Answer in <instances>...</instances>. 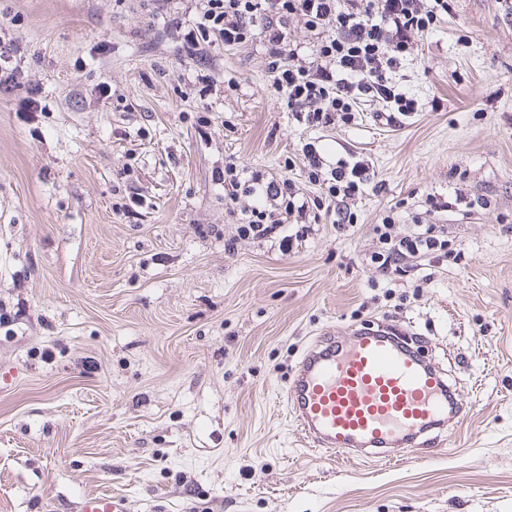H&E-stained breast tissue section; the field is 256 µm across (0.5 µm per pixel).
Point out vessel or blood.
<instances>
[{"label": "vessel or blood", "instance_id": "vessel-or-blood-1", "mask_svg": "<svg viewBox=\"0 0 512 512\" xmlns=\"http://www.w3.org/2000/svg\"><path fill=\"white\" fill-rule=\"evenodd\" d=\"M285 394L305 447L352 459L390 461L403 449L433 446L436 431L469 414L444 372L385 326L314 342ZM75 512H127V502L93 493L77 501Z\"/></svg>", "mask_w": 512, "mask_h": 512}]
</instances>
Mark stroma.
<instances>
[{
  "mask_svg": "<svg viewBox=\"0 0 512 512\" xmlns=\"http://www.w3.org/2000/svg\"><path fill=\"white\" fill-rule=\"evenodd\" d=\"M203 5L0 0L17 74L0 89V512L100 491L128 512H512V0H449L414 35L402 125L364 102L323 128L293 120L262 41L188 48ZM309 140L366 160V193L324 201ZM228 163L312 200L291 247L238 238ZM459 192L469 206L430 209ZM387 215L437 225L461 259L380 275ZM377 323L418 338L469 417L393 463L298 445L285 389L304 349Z\"/></svg>",
  "mask_w": 512,
  "mask_h": 512,
  "instance_id": "stroma-1",
  "label": "stroma"
}]
</instances>
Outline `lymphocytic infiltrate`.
I'll return each mask as SVG.
<instances>
[{
	"instance_id": "obj_1",
	"label": "lymphocytic infiltrate",
	"mask_w": 512,
	"mask_h": 512,
	"mask_svg": "<svg viewBox=\"0 0 512 512\" xmlns=\"http://www.w3.org/2000/svg\"><path fill=\"white\" fill-rule=\"evenodd\" d=\"M448 0H205L193 28L185 35L191 43L217 39L227 46L262 39L270 59L274 83L286 96V107L295 120L308 127H327L354 121L361 101L379 102L388 108L387 123L401 124L414 110L412 99L391 79L413 34L428 29ZM300 17L313 25L334 24L307 57L286 51L285 28L289 18ZM315 181L324 186L328 200L362 194L368 183V164L337 160L325 166L315 143L302 147ZM219 179L225 187L248 198L239 227L243 237L264 238L280 233L276 212H303L308 199L288 178L265 179L229 163ZM381 250L370 261L383 274L398 271L401 262L437 252L449 244L430 224H417L404 233L391 222L376 225Z\"/></svg>"
}]
</instances>
